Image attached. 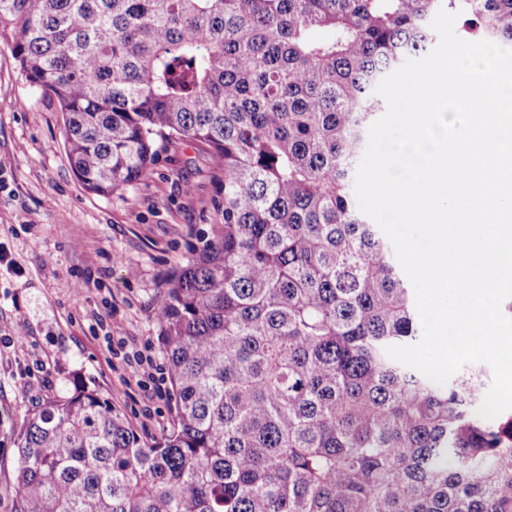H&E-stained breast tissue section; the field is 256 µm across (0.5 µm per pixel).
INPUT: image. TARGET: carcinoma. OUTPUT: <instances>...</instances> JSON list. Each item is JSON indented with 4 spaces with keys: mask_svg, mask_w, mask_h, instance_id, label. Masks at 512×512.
Listing matches in <instances>:
<instances>
[{
    "mask_svg": "<svg viewBox=\"0 0 512 512\" xmlns=\"http://www.w3.org/2000/svg\"><path fill=\"white\" fill-rule=\"evenodd\" d=\"M441 8L512 47V0H0L87 190L147 179L177 139L223 194L155 308L172 431L146 448L74 385L20 434L16 512H512L484 373L440 386L387 356L418 314L352 192L375 87Z\"/></svg>",
    "mask_w": 512,
    "mask_h": 512,
    "instance_id": "1",
    "label": "carcinoma"
}]
</instances>
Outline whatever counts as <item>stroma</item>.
Returning a JSON list of instances; mask_svg holds the SVG:
<instances>
[{"label":"stroma","mask_w":512,"mask_h":512,"mask_svg":"<svg viewBox=\"0 0 512 512\" xmlns=\"http://www.w3.org/2000/svg\"><path fill=\"white\" fill-rule=\"evenodd\" d=\"M1 100L0 247L21 271L0 273V512H15L18 437L74 385L109 398L143 445L171 430L174 398L129 384L117 351L147 345L166 362L155 305L212 223L222 172L205 146L162 143L147 180L96 194L72 171L56 100L5 49ZM109 318L120 340L98 328Z\"/></svg>","instance_id":"stroma-1"}]
</instances>
